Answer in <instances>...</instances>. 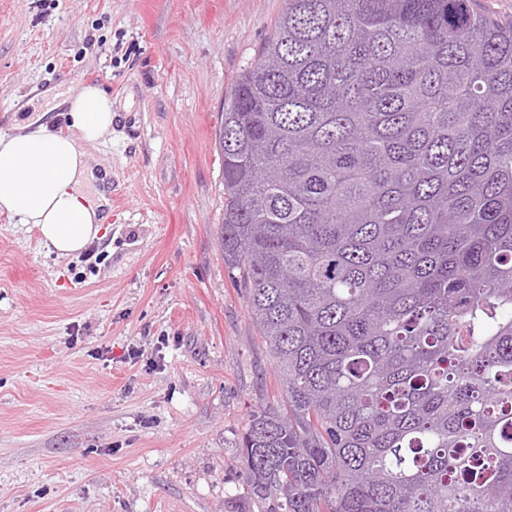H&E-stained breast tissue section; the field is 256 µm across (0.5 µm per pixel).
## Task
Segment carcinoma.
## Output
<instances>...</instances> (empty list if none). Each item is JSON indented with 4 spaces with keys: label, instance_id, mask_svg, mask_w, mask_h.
Returning a JSON list of instances; mask_svg holds the SVG:
<instances>
[{
    "label": "carcinoma",
    "instance_id": "carcinoma-1",
    "mask_svg": "<svg viewBox=\"0 0 512 512\" xmlns=\"http://www.w3.org/2000/svg\"><path fill=\"white\" fill-rule=\"evenodd\" d=\"M216 133L218 243L281 403L267 512H512V24L284 0Z\"/></svg>",
    "mask_w": 512,
    "mask_h": 512
}]
</instances>
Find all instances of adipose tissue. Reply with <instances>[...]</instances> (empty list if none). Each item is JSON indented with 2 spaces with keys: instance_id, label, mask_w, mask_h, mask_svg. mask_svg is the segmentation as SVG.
I'll use <instances>...</instances> for the list:
<instances>
[{
  "instance_id": "ef3b65f1",
  "label": "adipose tissue",
  "mask_w": 512,
  "mask_h": 512,
  "mask_svg": "<svg viewBox=\"0 0 512 512\" xmlns=\"http://www.w3.org/2000/svg\"><path fill=\"white\" fill-rule=\"evenodd\" d=\"M63 98L70 134L27 122L0 135V212L37 225L43 247L59 258L77 255L98 239L111 205L105 178L86 147L111 136L112 99L96 86L69 98L54 88L43 94L51 110Z\"/></svg>"
}]
</instances>
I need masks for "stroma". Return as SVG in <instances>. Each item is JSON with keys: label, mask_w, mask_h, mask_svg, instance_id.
I'll return each instance as SVG.
<instances>
[{"label": "stroma", "mask_w": 512, "mask_h": 512, "mask_svg": "<svg viewBox=\"0 0 512 512\" xmlns=\"http://www.w3.org/2000/svg\"><path fill=\"white\" fill-rule=\"evenodd\" d=\"M284 0H0V130L17 99L94 85L106 236L47 254L0 213V512H266L240 436L280 402L224 264L215 130Z\"/></svg>", "instance_id": "obj_1"}]
</instances>
